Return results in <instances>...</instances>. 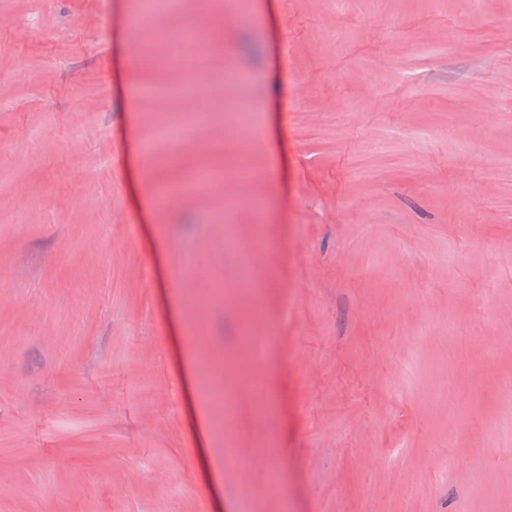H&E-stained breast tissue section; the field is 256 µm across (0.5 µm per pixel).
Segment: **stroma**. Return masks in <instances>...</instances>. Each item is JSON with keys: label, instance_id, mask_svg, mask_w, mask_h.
Returning a JSON list of instances; mask_svg holds the SVG:
<instances>
[{"label": "stroma", "instance_id": "stroma-1", "mask_svg": "<svg viewBox=\"0 0 512 512\" xmlns=\"http://www.w3.org/2000/svg\"><path fill=\"white\" fill-rule=\"evenodd\" d=\"M238 9L201 17L236 71L212 128L265 135L203 154L184 127L175 170L150 110L184 77L143 72L124 24L181 14L0 0V270L23 287L0 306V512H512V0ZM201 161L223 194L183 182ZM190 351L270 376L229 436L265 457L255 485L217 433L198 460Z\"/></svg>", "mask_w": 512, "mask_h": 512}]
</instances>
